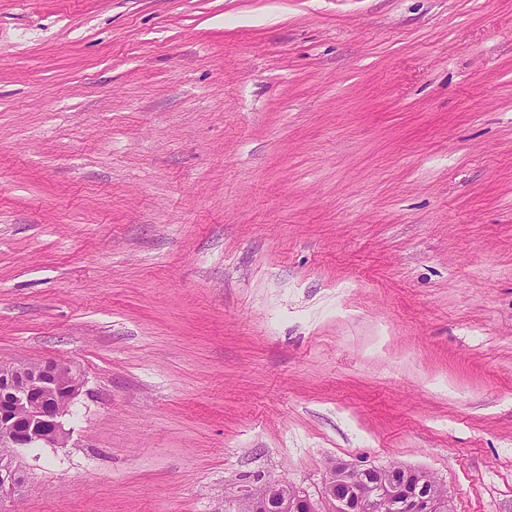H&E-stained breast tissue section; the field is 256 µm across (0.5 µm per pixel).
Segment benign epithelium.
Here are the masks:
<instances>
[{"mask_svg": "<svg viewBox=\"0 0 512 512\" xmlns=\"http://www.w3.org/2000/svg\"><path fill=\"white\" fill-rule=\"evenodd\" d=\"M85 385L83 375L66 362L46 361L36 369L18 363L0 374V433L14 448L11 461L0 467V485L14 489L22 480L20 449L66 443L69 410L56 396L62 391L72 402ZM439 488L423 469L331 465L316 499L286 483H270L243 501L252 512H447L451 500Z\"/></svg>", "mask_w": 512, "mask_h": 512, "instance_id": "obj_1", "label": "benign epithelium"}]
</instances>
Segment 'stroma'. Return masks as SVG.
I'll use <instances>...</instances> for the list:
<instances>
[{
	"label": "stroma",
	"mask_w": 512,
	"mask_h": 512,
	"mask_svg": "<svg viewBox=\"0 0 512 512\" xmlns=\"http://www.w3.org/2000/svg\"><path fill=\"white\" fill-rule=\"evenodd\" d=\"M49 360L0 512H512V0H0V364ZM31 365L36 367L38 363ZM31 365L13 364L7 368L9 372L0 374V430L11 445L10 448L0 440V463L12 456L0 469V482L13 490L22 480L20 449L64 445L69 435L65 428L67 399L72 404L86 385L83 375L70 363L46 361L36 369ZM60 391L67 397L59 395L61 406L56 399ZM18 412L21 416H16ZM18 420L23 424L18 425ZM423 469L394 466H336L327 469L317 499L286 483H270L258 495L244 496L239 512H445L449 496ZM249 506V507H248Z\"/></svg>",
	"instance_id": "1"
}]
</instances>
